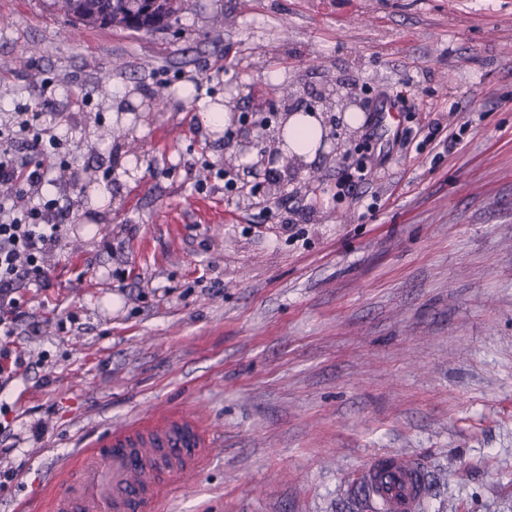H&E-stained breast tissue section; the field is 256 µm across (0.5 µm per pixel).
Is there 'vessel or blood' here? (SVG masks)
Returning a JSON list of instances; mask_svg holds the SVG:
<instances>
[{"instance_id":"obj_1","label":"vessel or blood","mask_w":512,"mask_h":512,"mask_svg":"<svg viewBox=\"0 0 512 512\" xmlns=\"http://www.w3.org/2000/svg\"><path fill=\"white\" fill-rule=\"evenodd\" d=\"M214 447L198 418L156 405L112 425L52 478L42 512H159L172 484L196 471ZM422 470L411 460L374 462L362 472L373 512H420Z\"/></svg>"}]
</instances>
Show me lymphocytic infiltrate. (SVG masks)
<instances>
[{
    "label": "lymphocytic infiltrate",
    "mask_w": 512,
    "mask_h": 512,
    "mask_svg": "<svg viewBox=\"0 0 512 512\" xmlns=\"http://www.w3.org/2000/svg\"><path fill=\"white\" fill-rule=\"evenodd\" d=\"M58 118L41 123L36 112H16L0 121V380L30 372L38 362L20 350V326L38 333V323H25V287L51 281L48 255L63 238L52 220L53 203L43 186L64 142L56 132Z\"/></svg>",
    "instance_id": "lymphocytic-infiltrate-1"
}]
</instances>
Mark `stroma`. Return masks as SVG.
<instances>
[{
    "label": "stroma",
    "mask_w": 512,
    "mask_h": 512,
    "mask_svg": "<svg viewBox=\"0 0 512 512\" xmlns=\"http://www.w3.org/2000/svg\"><path fill=\"white\" fill-rule=\"evenodd\" d=\"M402 90L414 115L367 138ZM21 107L66 114L70 168L43 188L64 235L25 307L47 361L0 392L20 436L0 470L21 469L0 512H38L80 448L160 402L217 442L160 512H371L361 471L393 450L429 476L422 512H512V0H182L162 33L0 0V113ZM298 110L325 143L276 159L269 201L196 190L227 166L254 183ZM405 126L418 153L381 157ZM360 163L373 194L340 180Z\"/></svg>",
    "instance_id": "obj_1"
}]
</instances>
